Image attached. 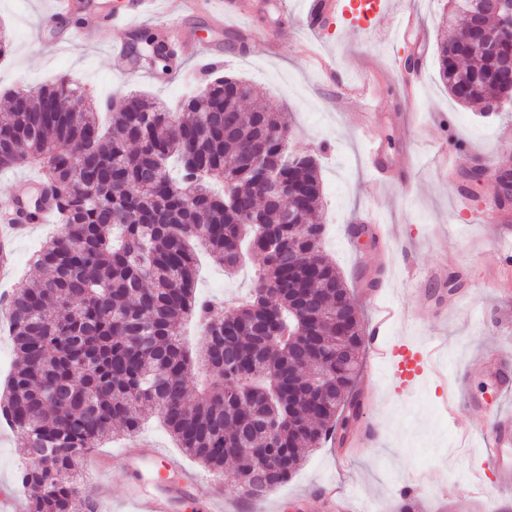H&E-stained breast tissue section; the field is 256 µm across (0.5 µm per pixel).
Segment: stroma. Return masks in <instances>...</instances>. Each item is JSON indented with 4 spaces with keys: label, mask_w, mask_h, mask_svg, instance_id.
<instances>
[{
    "label": "stroma",
    "mask_w": 512,
    "mask_h": 512,
    "mask_svg": "<svg viewBox=\"0 0 512 512\" xmlns=\"http://www.w3.org/2000/svg\"><path fill=\"white\" fill-rule=\"evenodd\" d=\"M224 30L214 33L201 17L188 20L186 36L224 45L223 73L259 86L272 111L284 112L290 124L291 149L313 154L321 166L325 252L351 290L363 322L371 312L363 296L370 284L382 288L390 304L409 305L387 333L395 346H417L431 337L445 339L438 358L451 383L466 382L476 400L467 412L472 435L460 440L456 425L442 410L444 392L438 380L421 371L402 383L393 369L360 353L355 391L375 397L365 417L379 428L381 442L361 448L348 442L310 451L292 478L279 486L278 502L262 500L261 512H318L315 497L327 482L351 492L355 512H399V490L425 476L426 487L413 512H452L453 495L472 473L484 486L471 512H512V492L501 493L486 466L487 446L479 434L481 405L498 403L512 413V396L494 401L493 385L466 378L468 362L495 349L512 354V264L500 252L512 248L498 224L485 221L482 209L490 187L468 185L472 205L460 208L458 184L445 170L463 174L478 165L487 169L512 162V112L481 114L455 101L439 77L437 46L448 38L442 22L448 0H393L391 14L363 26L353 17H337L331 27L310 31L300 19L298 0H257L258 7L238 15L241 0H218ZM411 14L419 30L399 41L395 23ZM0 23L12 48L0 56V99L20 87H37L60 77L85 85L93 97L123 101L139 91L175 106L201 82L199 64L183 61L173 74H126L110 47L124 41L121 28L106 26L90 45L57 48L39 33L52 25L47 0H0ZM419 58V77L405 89L404 61ZM333 61L346 83L321 72L320 57ZM376 92L374 122L380 163L372 165L358 131L354 111L345 106L350 86ZM373 211L392 235L391 256L378 267V248L352 237L355 219ZM458 274L462 298L456 311L434 316L415 293L431 268ZM253 267L227 277L219 258L202 256L198 291L206 297H235L251 286Z\"/></svg>",
    "instance_id": "stroma-1"
}]
</instances>
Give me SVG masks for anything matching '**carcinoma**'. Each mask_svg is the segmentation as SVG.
I'll use <instances>...</instances> for the list:
<instances>
[{
    "label": "carcinoma",
    "mask_w": 512,
    "mask_h": 512,
    "mask_svg": "<svg viewBox=\"0 0 512 512\" xmlns=\"http://www.w3.org/2000/svg\"><path fill=\"white\" fill-rule=\"evenodd\" d=\"M473 2L448 0L454 34L439 46L440 75L458 102L487 113L512 102V71L468 41ZM137 40L172 70L159 37ZM212 70L207 95L185 96L177 112L145 94L120 112L96 108L66 78L12 91L0 112V170L37 169L32 211L51 209L59 224L33 256L39 275L8 299L17 361L0 419L25 436V512H80L79 449L108 442L115 425L131 435L155 417L186 456L216 472L233 463L235 485L262 496L345 433L346 409L359 408L365 329L323 252L317 160H284L265 140L290 190L281 204L258 194L240 152L288 118L267 109L259 87ZM66 97L82 108L58 111ZM226 112L237 122L230 137ZM287 208L301 223L282 222ZM132 213L146 222H128ZM200 250L230 273L246 250L259 260L248 296L226 307L200 295ZM188 320L203 332L195 350L182 341Z\"/></svg>",
    "instance_id": "carcinoma-1"
}]
</instances>
